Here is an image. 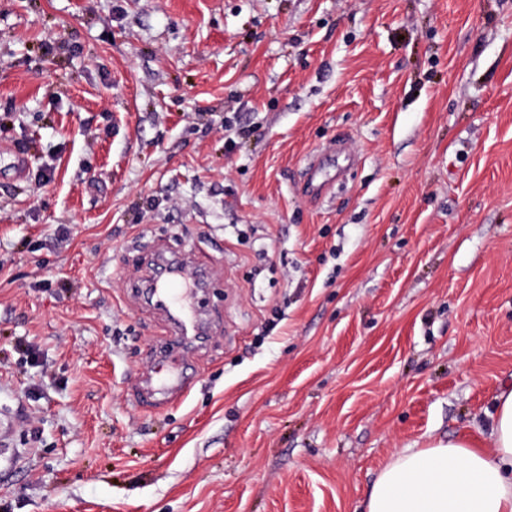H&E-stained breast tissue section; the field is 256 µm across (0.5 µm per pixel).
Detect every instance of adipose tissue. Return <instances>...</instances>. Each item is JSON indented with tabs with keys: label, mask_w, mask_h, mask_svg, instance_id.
<instances>
[{
	"label": "adipose tissue",
	"mask_w": 512,
	"mask_h": 512,
	"mask_svg": "<svg viewBox=\"0 0 512 512\" xmlns=\"http://www.w3.org/2000/svg\"><path fill=\"white\" fill-rule=\"evenodd\" d=\"M490 418L492 449L462 439L396 451L366 512H512V387L495 396Z\"/></svg>",
	"instance_id": "obj_1"
}]
</instances>
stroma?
Segmentation results:
<instances>
[{
	"label": "stroma",
	"instance_id": "stroma-1",
	"mask_svg": "<svg viewBox=\"0 0 512 512\" xmlns=\"http://www.w3.org/2000/svg\"><path fill=\"white\" fill-rule=\"evenodd\" d=\"M1 143L0 512H363L397 450L490 447L512 0H0ZM160 244L213 333L154 408ZM178 361L179 359L176 356L163 361L170 364L173 370L161 383L154 384L152 381H146L140 384L138 394L142 403L156 407L174 400H180L185 396L190 386L184 380L179 366L184 365L186 359L176 368Z\"/></svg>",
	"mask_w": 512,
	"mask_h": 512
}]
</instances>
